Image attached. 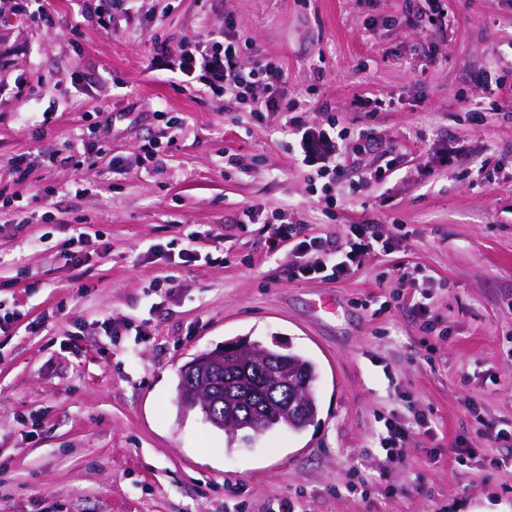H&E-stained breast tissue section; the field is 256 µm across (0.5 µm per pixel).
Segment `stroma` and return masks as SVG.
Masks as SVG:
<instances>
[{"instance_id": "35a3bbf8", "label": "stroma", "mask_w": 512, "mask_h": 512, "mask_svg": "<svg viewBox=\"0 0 512 512\" xmlns=\"http://www.w3.org/2000/svg\"><path fill=\"white\" fill-rule=\"evenodd\" d=\"M26 3L0 0V512H275L290 496L303 512H512V468L453 453H512L475 424L512 430V113L490 110L504 95L481 79L512 81V0H443L444 29L409 27L408 0H141L115 32L83 0H50V28ZM228 14L249 51L282 62L306 120L330 103L397 172L355 192L345 168L327 215L283 113L162 81L153 36L175 51ZM159 109L184 132L148 159ZM92 121L105 150L74 167L68 145ZM459 142L477 158L452 155ZM484 159L495 183L476 175ZM252 205L260 223H242ZM282 220L310 237L369 221L391 247L343 279H299L290 246L268 249ZM244 337L317 365L314 423L231 444L181 408V367ZM421 413L430 434L388 459L376 431ZM357 470L367 491L347 489Z\"/></svg>"}]
</instances>
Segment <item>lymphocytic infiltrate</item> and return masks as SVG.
Listing matches in <instances>:
<instances>
[{
  "mask_svg": "<svg viewBox=\"0 0 512 512\" xmlns=\"http://www.w3.org/2000/svg\"><path fill=\"white\" fill-rule=\"evenodd\" d=\"M153 63L157 70L167 72L172 85L179 89L193 88L217 97L232 95L257 116L285 113L289 153L301 167L317 176L334 175L344 166L348 154L372 153L380 144L373 129L353 135L339 126L326 103L319 106L327 115L324 123L309 124L303 115L304 104L284 100L287 75L282 65L257 52L245 53L239 24L233 16H225L222 26L185 42L179 52L155 42ZM284 242L290 244L293 253V275L304 279H340L387 248L376 225L369 223L349 225L339 237L326 235L308 240L302 238L296 225H276L269 248L277 250Z\"/></svg>",
  "mask_w": 512,
  "mask_h": 512,
  "instance_id": "obj_1",
  "label": "lymphocytic infiltrate"
}]
</instances>
